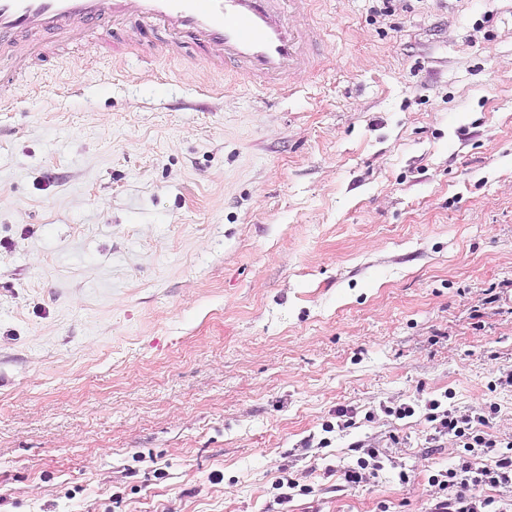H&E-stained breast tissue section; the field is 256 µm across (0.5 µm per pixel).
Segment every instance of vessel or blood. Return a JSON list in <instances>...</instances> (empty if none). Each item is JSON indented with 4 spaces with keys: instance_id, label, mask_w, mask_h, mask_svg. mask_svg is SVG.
Segmentation results:
<instances>
[{
    "instance_id": "1",
    "label": "vessel or blood",
    "mask_w": 512,
    "mask_h": 512,
    "mask_svg": "<svg viewBox=\"0 0 512 512\" xmlns=\"http://www.w3.org/2000/svg\"><path fill=\"white\" fill-rule=\"evenodd\" d=\"M280 0H0V34L51 29L69 36L77 17L123 25L131 39L149 27L167 28L161 52L195 46L212 65L237 63L259 82L281 86L307 70L314 32L307 20L292 21Z\"/></svg>"
}]
</instances>
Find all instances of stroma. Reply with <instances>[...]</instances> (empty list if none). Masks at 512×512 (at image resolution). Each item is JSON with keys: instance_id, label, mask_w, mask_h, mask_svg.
<instances>
[{"instance_id": "1", "label": "stroma", "mask_w": 512, "mask_h": 512, "mask_svg": "<svg viewBox=\"0 0 512 512\" xmlns=\"http://www.w3.org/2000/svg\"><path fill=\"white\" fill-rule=\"evenodd\" d=\"M284 8L325 41L288 94L0 35L48 49L0 105V512H429L461 450L383 406L512 436V0ZM351 447L356 453V462L354 466L346 467L344 478L349 485L357 486L369 479L370 476L375 478L384 466L379 449L375 448L371 443L358 442Z\"/></svg>"}]
</instances>
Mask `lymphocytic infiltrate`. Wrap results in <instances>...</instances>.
Listing matches in <instances>:
<instances>
[{"label": "lymphocytic infiltrate", "instance_id": "1", "mask_svg": "<svg viewBox=\"0 0 512 512\" xmlns=\"http://www.w3.org/2000/svg\"><path fill=\"white\" fill-rule=\"evenodd\" d=\"M425 408L434 439L452 437L464 450L457 463L431 476L438 494L430 512H507L512 439L492 437L488 415L462 411L440 399L426 401Z\"/></svg>", "mask_w": 512, "mask_h": 512}]
</instances>
